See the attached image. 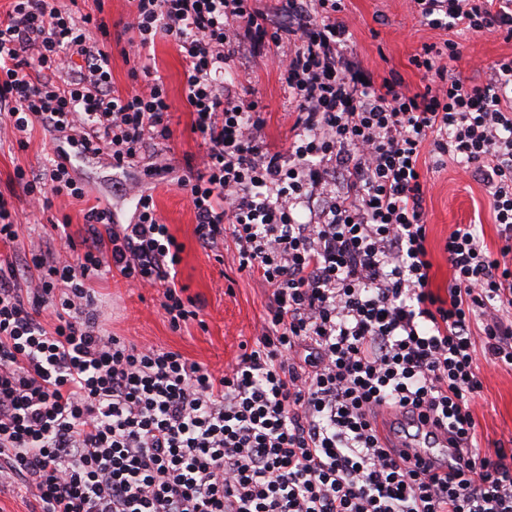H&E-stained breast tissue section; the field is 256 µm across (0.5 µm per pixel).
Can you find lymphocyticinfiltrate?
<instances>
[{"label":"lymphocytic infiltrate","instance_id":"1","mask_svg":"<svg viewBox=\"0 0 512 512\" xmlns=\"http://www.w3.org/2000/svg\"><path fill=\"white\" fill-rule=\"evenodd\" d=\"M127 52L169 37L205 152L180 182L206 249L232 239L239 271L269 289L261 333L223 374L182 353L139 347L100 324L94 283L116 273L161 291L173 329L198 320L177 274L182 244L152 195L135 219L84 213L80 248L37 254L38 278L0 261V480L39 512H512V448L481 449L472 404L478 361L512 366V56L482 83L462 78L458 43L427 45L426 83L374 79L351 58L341 0H282L280 78L294 138L272 149L263 108L224 71L252 0H131ZM425 24L512 37V0H415ZM101 41H91L90 30ZM100 14L13 0L0 16V135L61 133L44 172L16 169L38 209L82 202L70 151L118 169L170 152L164 80L112 84ZM488 187L502 240L449 233L446 294L430 287L423 144ZM313 209L314 221L298 219ZM434 418L457 449L446 473L395 459L378 418Z\"/></svg>","mask_w":512,"mask_h":512}]
</instances>
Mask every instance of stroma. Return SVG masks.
<instances>
[{
  "label": "stroma",
  "mask_w": 512,
  "mask_h": 512,
  "mask_svg": "<svg viewBox=\"0 0 512 512\" xmlns=\"http://www.w3.org/2000/svg\"><path fill=\"white\" fill-rule=\"evenodd\" d=\"M340 14L352 33L351 47L375 79L397 75L404 86L415 90L423 85V73L412 63L423 45L451 39L460 43L464 63L461 72L471 82H480L487 65L512 55V40L497 34L474 35L460 30L444 31L422 24L409 0H343ZM239 48L227 81L238 85L265 107L268 141L278 150L287 149L292 137L295 106L279 79L276 49L254 30L238 29ZM165 80L173 104L170 122L174 152L167 155L165 172L153 183L158 211L171 233L182 244L178 280L188 296L202 301L201 322H189L173 330L159 307L156 291L129 285L120 276L99 280L95 286L102 302V324L109 333L137 346H156L181 351L222 373L241 353L242 343L257 336L265 314L267 287L259 277L238 269L232 240H225L220 253L202 249L195 237L194 213L179 182L187 173L186 159L204 151L202 140L190 130L192 117L183 100L184 64L170 39L157 37L150 51ZM53 147L51 133L34 129L26 149L5 140L0 142V192L15 187L14 171L38 172L47 164ZM420 166L428 182L426 216L428 249L433 267L431 288L446 293L451 270L443 250L448 234L459 224L475 225L490 252H498L501 241L489 208L488 194L481 182L465 176L453 161L437 164L430 151H423ZM75 175L91 198L107 204L116 223H129L136 199L130 183L141 179V167L117 170L108 155L78 158ZM16 222L19 239L13 246L0 244V256L31 258L45 246L58 249L66 241L80 243L83 204L68 198L55 199L50 210H33L25 199H17ZM70 216L69 240H61L51 223ZM483 388L473 409L481 447L491 448L512 439V368L482 364Z\"/></svg>",
  "instance_id": "stroma-1"
}]
</instances>
